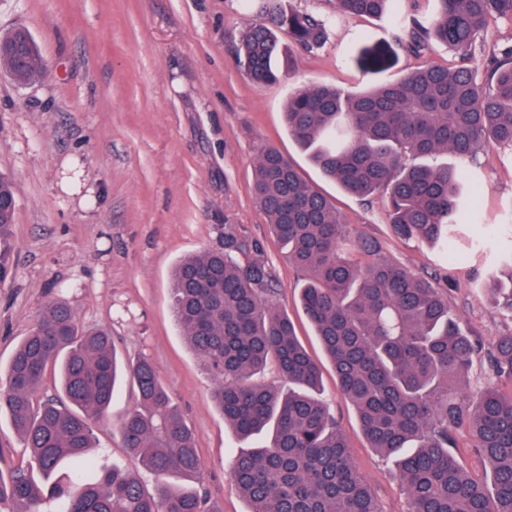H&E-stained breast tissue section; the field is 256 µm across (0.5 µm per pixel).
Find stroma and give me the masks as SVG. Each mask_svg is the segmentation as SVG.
Listing matches in <instances>:
<instances>
[{"instance_id": "stroma-1", "label": "stroma", "mask_w": 512, "mask_h": 512, "mask_svg": "<svg viewBox=\"0 0 512 512\" xmlns=\"http://www.w3.org/2000/svg\"><path fill=\"white\" fill-rule=\"evenodd\" d=\"M280 3L327 21L330 36L317 52H293L294 67L279 82L258 86L236 56L239 34L257 19L244 0H0V37L26 28L47 66L28 85L0 69V175L17 202L10 274L0 283V373L43 304L63 297L80 326L111 330L122 358L153 360L194 433L220 512L248 508L228 463L243 443L215 408L214 381L175 322L174 266L214 246L223 222H231L259 244L273 304L288 312L309 353L323 356L300 308L304 275L253 200L262 145L276 146L334 199L353 237L413 273L447 278L449 306L482 345L512 332V314L487 295L507 269L480 256L448 262L427 243L396 236L381 198L344 194L285 128L290 92L308 85L366 90L405 77L417 58L391 50L383 70L369 69L365 49L391 41L386 19L337 15L336 0ZM472 196L473 233L492 251L511 252L512 225L501 218L512 207V148L481 155ZM322 397L382 512H407L392 460L370 448L328 366ZM134 402L132 386L123 385L95 429L92 454L149 484L153 475L126 453L115 429Z\"/></svg>"}]
</instances>
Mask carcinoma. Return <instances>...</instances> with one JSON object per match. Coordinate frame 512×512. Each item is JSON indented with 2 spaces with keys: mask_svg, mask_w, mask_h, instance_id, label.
I'll use <instances>...</instances> for the list:
<instances>
[{
  "mask_svg": "<svg viewBox=\"0 0 512 512\" xmlns=\"http://www.w3.org/2000/svg\"><path fill=\"white\" fill-rule=\"evenodd\" d=\"M399 0H336L341 15L390 18L396 43L422 62L406 77L371 90L327 85L288 95V135L346 193L379 196L401 237L437 245L445 259L459 247L465 209L463 168L418 163L449 154L476 165L490 146L512 147V48L492 54L488 77L471 63L494 17L512 18V0H434L432 14L405 23ZM259 20L237 53L256 84L279 80L272 59L278 34L311 53L329 37L327 23L278 0H247ZM457 61L428 59L431 44ZM20 84L44 75L37 47L21 41L0 53ZM253 195L288 262L305 274L300 304L356 410L370 446L394 458L408 512H512V392L488 384L477 397L458 386L479 347L450 314L444 289L351 240L330 197L307 183L275 146L259 151ZM0 281L9 271L16 199L0 176ZM259 245L224 225L219 244L181 260L172 276L176 321L212 376L215 405L242 438L269 443L236 453L232 476L248 512H380L351 464L346 434L318 397L321 365L298 338L288 314L270 301L271 275L240 257ZM512 311V273L489 289ZM490 375L512 378V334L486 351ZM59 368L57 397L38 398L48 370ZM266 370L288 389L260 384ZM129 379L132 407L117 421L123 447L157 477L153 489L89 454L116 388ZM0 414L28 448L31 466L0 473V512H219L203 484L194 434L164 387L155 363L121 359L108 328L79 329L69 304L47 302L16 347L0 386ZM464 434L487 477L475 478L452 453Z\"/></svg>",
  "mask_w": 512,
  "mask_h": 512,
  "instance_id": "obj_1",
  "label": "carcinoma"
}]
</instances>
